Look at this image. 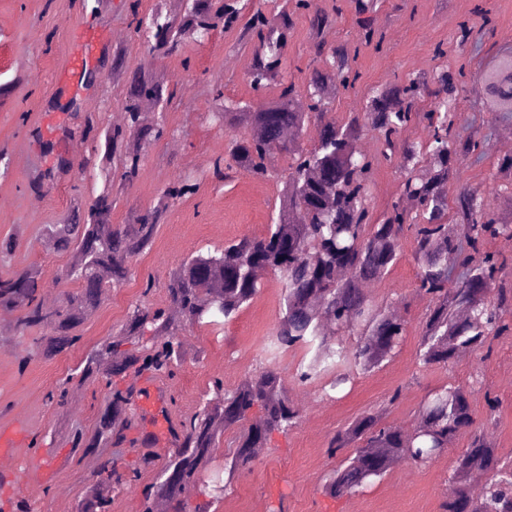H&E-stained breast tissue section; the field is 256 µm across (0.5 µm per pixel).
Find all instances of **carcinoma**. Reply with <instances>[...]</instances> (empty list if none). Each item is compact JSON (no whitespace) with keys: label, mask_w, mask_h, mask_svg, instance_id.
Listing matches in <instances>:
<instances>
[{"label":"carcinoma","mask_w":512,"mask_h":512,"mask_svg":"<svg viewBox=\"0 0 512 512\" xmlns=\"http://www.w3.org/2000/svg\"><path fill=\"white\" fill-rule=\"evenodd\" d=\"M373 2L352 0L361 43L378 49L382 40L364 17ZM248 7V0H185L183 12L172 18L160 9L141 14L135 0L133 34L154 63L189 40L200 43L209 38L221 22L232 26ZM310 9L309 23L317 32L335 23L334 14L313 0H285L271 17L259 11L251 15L240 33L252 48L249 83L257 92L274 87L277 95L255 108L220 93V111L212 113L214 122L225 129L243 131L228 153L214 160V175L222 177L239 168L256 178L283 179L276 219L263 236H243L183 260L167 287L172 312L147 303L134 306L112 342L83 358L64 384L98 383L108 390L110 404L93 433L74 431L71 453L94 451L104 435L121 445L127 431L155 419L145 410L131 411L147 391L122 389L116 379L131 369L158 379L173 378L182 361L183 332L194 326H222L235 318L261 288L259 269L280 274L283 291L280 325L266 351L277 357L290 349H313L299 374L302 382L332 372L339 383L346 377L343 368L375 369L399 347L404 322L373 305L361 284L376 282L391 270L402 256L406 238L413 243L419 288L431 296L417 351L422 364L446 366L465 351L487 358L492 339L512 333V320L503 317V310L512 307V287L505 288L500 281L503 269L512 265V254L489 248L498 238H512V226L489 207L479 188L461 180L464 163H478L490 151L487 137H462L455 128L453 109L466 89V63H446L430 74L395 79L372 91L363 111L336 119L328 112L331 96L355 89L361 78L348 46L315 42L301 85L283 73L295 18ZM483 79L487 111L511 115L512 55L500 57ZM425 96L431 98L430 109L415 111ZM170 100L167 88L150 74L133 76L124 95V123L101 127L93 118L86 119L83 135L91 140V152L82 167L107 171L117 165L124 183H132L145 147L168 134L164 124L144 121V108ZM414 122L428 128L426 140L402 138ZM311 125L316 140L305 148L300 135ZM369 134L380 144L374 155L361 146ZM279 158L288 159L281 171L275 164ZM382 163L396 165L403 177L396 200L376 215L368 194ZM497 169L508 177L501 190L512 196V155L498 158ZM196 188L191 180L179 179L163 192L162 202L138 215L135 223L113 224L114 193L112 185L105 186L87 206L73 208L67 221L43 228L50 248L70 255L57 283H72L74 288L47 304L41 273L29 265L0 275V310L20 312L23 331L50 328L48 336L31 337L35 351L52 356L71 349L81 339L79 327L87 315L125 281L130 261L151 249L169 203ZM406 199L414 202V211L405 208ZM354 329L360 338L353 348L336 347L334 335ZM213 390L224 392L220 403L206 401L180 421L162 407L166 438L175 451L162 470L164 480L143 490L145 512H153L158 498L169 502L172 512H185L181 491L198 480L201 464L218 447L220 430L239 429L228 469L234 476L252 469L258 450L269 447L273 433H286L298 423L299 412L274 367L257 371L227 392L215 380ZM472 392V385L438 390L422 406L411 430L385 423L383 409L355 418L329 441L330 454L352 448L355 455L341 460L324 493L352 495L369 479L385 476L400 459L425 465L466 434L468 441L455 456L451 488L440 512H512V466L502 465L488 436L473 428ZM255 408L258 416L253 418ZM154 462L155 456L145 452L123 474L116 459L106 458L98 483L108 490L114 484H129ZM476 462L488 480L474 495L467 478ZM111 504L109 495L93 492L81 501L79 512H110Z\"/></svg>","instance_id":"obj_1"}]
</instances>
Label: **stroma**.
<instances>
[{
  "label": "stroma",
  "mask_w": 512,
  "mask_h": 512,
  "mask_svg": "<svg viewBox=\"0 0 512 512\" xmlns=\"http://www.w3.org/2000/svg\"><path fill=\"white\" fill-rule=\"evenodd\" d=\"M131 2L99 0L96 34L102 40L116 38L124 52V68L122 74H114L106 57H98L94 69L104 80L74 105L60 75L85 39L75 24L84 14L82 0H0V82L13 83L9 98L0 102V237L21 238L9 269L39 265L46 302L55 303L63 293L57 276L68 257L47 247L43 227L59 223L77 199H89L100 190V182L80 169L89 149L81 129L89 115L102 126L120 124L126 79L140 70L151 69L175 89L177 97L171 107L151 110V117H163L169 134L146 148L137 180L117 195L113 223L131 222L178 179L198 184L194 194L170 203L152 249L131 261L127 280L112 288L91 313L80 328L79 343L69 352L47 358L33 351L29 332L18 327V312L0 321V333L8 337L0 346V428L14 426L21 432L11 462L18 477L0 486V502L19 498L31 512H78L97 479L101 459L115 457L130 465L142 451V431L137 428L128 433L134 446L108 445L96 456H72L68 443L72 429H94L105 407V392L92 383L70 385L69 405L63 413L49 403V393L65 382L89 350L111 341L140 301L169 308L166 284L183 259L244 235L265 234L280 205L283 185L278 178L259 179L236 169L222 180L212 175L214 159L225 154L232 138L231 132L210 119L217 94L254 106L274 96L270 90L254 91L247 81L252 51L239 45V27H217L205 44L186 43L151 66L132 32ZM478 6L487 11L490 29L483 34L481 47L468 53L469 89L459 103L457 125L460 131L490 136L489 157L466 166L464 180L500 207L505 203L499 194L503 178L495 158L502 153L498 139L502 131L512 130V120L491 119L483 108V96L473 94L471 87L481 83L498 54L512 51V0H382L373 16L383 43L378 48L358 46L360 83L337 97L331 112L339 118L361 111L371 89L435 69L436 47L456 56L459 25L473 19ZM311 40L308 17L299 15L288 41V79L304 80ZM47 139L55 142L56 155L73 162L72 168L56 171L49 191L31 184L38 171L55 163L56 155L42 149ZM411 250V245H404L398 263L367 289L373 304L404 320L402 343L379 368L353 373L334 390H326L321 380L299 381L296 368L301 352L274 360L266 354V340L275 333L281 315L278 274H262L259 293L223 328L184 333L181 366L166 385L177 400L176 416L190 415L203 400L212 399L214 380H222L230 390L270 364L281 370L288 396L300 414L295 428L272 434L251 472L229 481L223 499L209 512H270L275 506L282 512H440L455 451L465 447V440L423 466L398 462L359 492L336 498L323 491L340 463L329 455L328 442L352 419L384 404L389 407L387 423L410 428L428 393L448 385H469L475 374L482 377L472 397L476 424L489 436L502 462L512 464V333L493 339L488 360L468 353L445 367L420 364L416 352L421 320L430 302L418 286ZM150 279L155 285L149 290L145 284Z\"/></svg>",
  "instance_id": "35a3bbf8"
}]
</instances>
